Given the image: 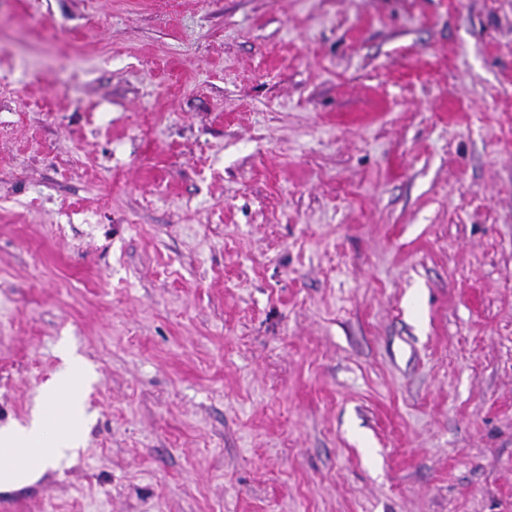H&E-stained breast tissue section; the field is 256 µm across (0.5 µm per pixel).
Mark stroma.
<instances>
[{"label":"stroma","mask_w":512,"mask_h":512,"mask_svg":"<svg viewBox=\"0 0 512 512\" xmlns=\"http://www.w3.org/2000/svg\"><path fill=\"white\" fill-rule=\"evenodd\" d=\"M21 512H512V0H0ZM71 378L72 375L66 368L46 388L44 411L58 404L69 387ZM62 406L61 418H49L40 410L33 414L26 425L16 424L0 428V451L7 453L1 456L0 487H17L29 482L77 447L81 420L75 392ZM17 458H21L25 466H17Z\"/></svg>","instance_id":"35a3bbf8"}]
</instances>
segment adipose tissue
<instances>
[{"label":"adipose tissue","instance_id":"ef3b65f1","mask_svg":"<svg viewBox=\"0 0 512 512\" xmlns=\"http://www.w3.org/2000/svg\"><path fill=\"white\" fill-rule=\"evenodd\" d=\"M70 382L69 371L60 372L45 390L42 411L27 424L0 428V487L29 482L76 447L81 420L75 398L65 395Z\"/></svg>","mask_w":512,"mask_h":512}]
</instances>
